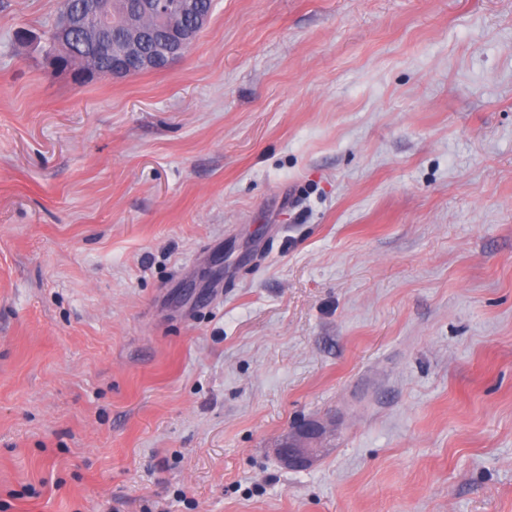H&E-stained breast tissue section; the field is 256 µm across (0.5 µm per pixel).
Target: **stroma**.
<instances>
[{"label": "stroma", "instance_id": "obj_1", "mask_svg": "<svg viewBox=\"0 0 512 512\" xmlns=\"http://www.w3.org/2000/svg\"><path fill=\"white\" fill-rule=\"evenodd\" d=\"M57 10L0 0V512H512V0H214L84 83ZM166 39L162 41L161 47L152 49L150 52H144L142 49H131L119 52V61L112 68V58L108 55H102L95 63L100 70L112 74L109 77H118L131 72H137L143 69H163L170 66L184 56V47L191 42L193 31L183 29H171Z\"/></svg>", "mask_w": 512, "mask_h": 512}]
</instances>
